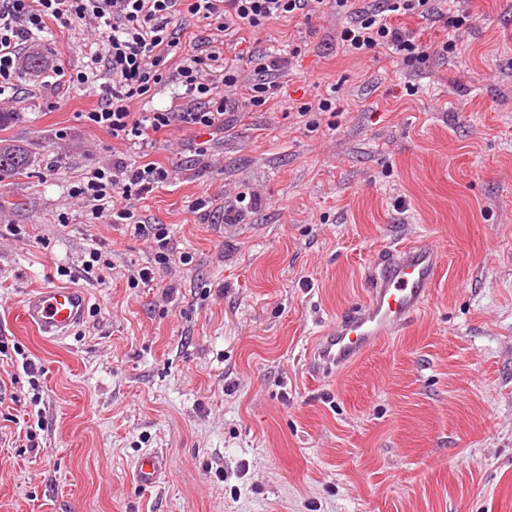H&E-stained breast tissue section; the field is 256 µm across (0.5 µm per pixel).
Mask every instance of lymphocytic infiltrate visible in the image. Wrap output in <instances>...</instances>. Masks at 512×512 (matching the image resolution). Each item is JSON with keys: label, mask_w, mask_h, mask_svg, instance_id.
I'll return each mask as SVG.
<instances>
[{"label": "lymphocytic infiltrate", "mask_w": 512, "mask_h": 512, "mask_svg": "<svg viewBox=\"0 0 512 512\" xmlns=\"http://www.w3.org/2000/svg\"><path fill=\"white\" fill-rule=\"evenodd\" d=\"M356 0H0V102L8 100L20 78L23 48L46 33L51 24L69 21L97 31L88 46L82 69H57L59 87L70 89L105 80L104 103L88 113L90 127L107 129L147 159L133 168L122 159L95 168L74 186L72 198L89 208L93 219L133 226L138 236L154 245L155 261H172L168 232L161 224L145 223L133 203L135 196L169 181L173 173L149 162L156 135L174 128H223L227 115L267 104L270 78L288 65L287 58L264 55L259 77L247 93H240V74L225 67L220 47L206 54H191L183 43L178 18L187 13L205 22L209 30L229 34L235 30L259 31L279 18L310 19L332 8L352 17L339 40L347 55L362 57L382 50L413 66L427 57L425 45L399 18L439 19L462 36L470 25L468 15L449 14L447 0H380L374 9L356 7ZM169 83L182 91V105L173 110L140 112L136 102L152 89ZM223 94H216V87ZM126 200L115 208L114 196Z\"/></svg>", "instance_id": "obj_1"}]
</instances>
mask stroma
Instances as JSON below:
<instances>
[{
	"instance_id": "obj_1",
	"label": "stroma",
	"mask_w": 512,
	"mask_h": 512,
	"mask_svg": "<svg viewBox=\"0 0 512 512\" xmlns=\"http://www.w3.org/2000/svg\"><path fill=\"white\" fill-rule=\"evenodd\" d=\"M453 6L472 21L446 57L444 22L407 19L431 49L409 75L384 51L347 55L331 9L227 37L245 83V49L289 63L265 106L159 135L150 159L175 177L135 204L192 258L168 268L70 198L113 156L140 159L88 127L102 86L50 81L81 66L86 29L41 37L46 65L22 73L0 131L31 155L0 181V337L20 350L0 359V512H512V0ZM329 92L336 111L305 127L296 106ZM256 186L261 203L225 223ZM412 242L446 257L424 310L311 375L316 336L364 301L379 254ZM146 266L152 285L132 286ZM43 286L88 295L65 342L19 321ZM151 451L170 468L144 489L132 471Z\"/></svg>"
}]
</instances>
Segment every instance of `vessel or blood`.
Masks as SVG:
<instances>
[{"label": "vessel or blood", "mask_w": 512, "mask_h": 512, "mask_svg": "<svg viewBox=\"0 0 512 512\" xmlns=\"http://www.w3.org/2000/svg\"><path fill=\"white\" fill-rule=\"evenodd\" d=\"M445 262L433 245H412L389 251L369 271L365 302L317 336L308 353L313 371L321 376L364 354L381 339L393 335L422 311ZM87 295L73 287L27 290L21 299V318L48 340L67 338L84 320ZM168 470L166 456L142 455L132 477L143 488L158 485Z\"/></svg>", "instance_id": "1"}]
</instances>
